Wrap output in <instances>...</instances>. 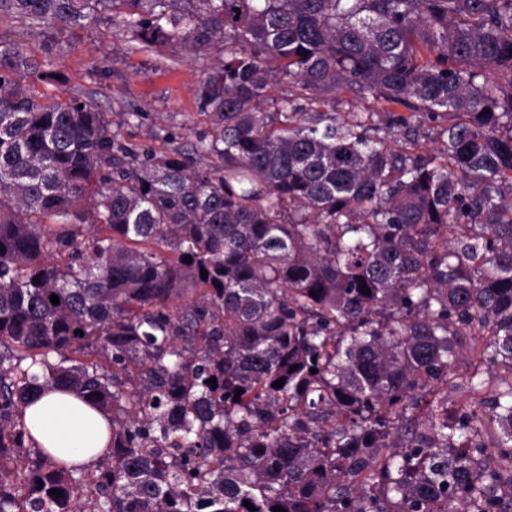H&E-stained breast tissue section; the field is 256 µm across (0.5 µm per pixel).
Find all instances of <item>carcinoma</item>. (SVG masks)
Wrapping results in <instances>:
<instances>
[{"mask_svg":"<svg viewBox=\"0 0 512 512\" xmlns=\"http://www.w3.org/2000/svg\"><path fill=\"white\" fill-rule=\"evenodd\" d=\"M0 6L223 54L197 166L0 48V512H512V0ZM340 89L385 108L317 111ZM40 385L112 413L104 458L32 444Z\"/></svg>","mask_w":512,"mask_h":512,"instance_id":"1","label":"carcinoma"}]
</instances>
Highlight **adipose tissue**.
<instances>
[{
	"label": "adipose tissue",
	"mask_w": 512,
	"mask_h": 512,
	"mask_svg": "<svg viewBox=\"0 0 512 512\" xmlns=\"http://www.w3.org/2000/svg\"><path fill=\"white\" fill-rule=\"evenodd\" d=\"M24 419L40 448L70 467L96 462L110 439L108 416L62 388L34 390L25 402Z\"/></svg>",
	"instance_id": "obj_1"
}]
</instances>
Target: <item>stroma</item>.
Masks as SVG:
<instances>
[{"label":"stroma","instance_id":"1","mask_svg":"<svg viewBox=\"0 0 512 512\" xmlns=\"http://www.w3.org/2000/svg\"><path fill=\"white\" fill-rule=\"evenodd\" d=\"M0 46L19 47L57 74L56 79L39 80L23 72L21 83L57 102L78 99L95 106L137 151L189 154L212 131L210 118L199 110L197 92L219 54L143 52L128 42L116 17L76 28H38L4 7Z\"/></svg>","mask_w":512,"mask_h":512}]
</instances>
